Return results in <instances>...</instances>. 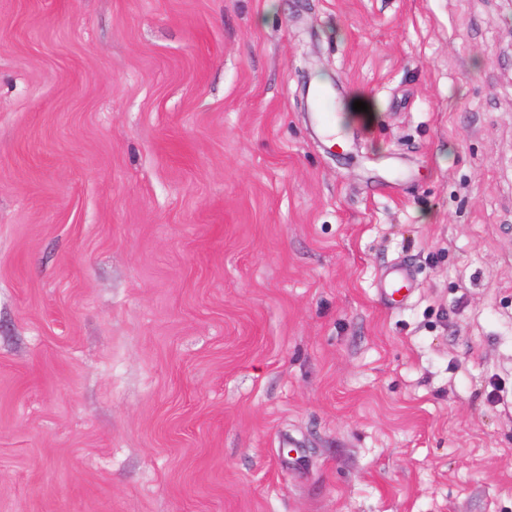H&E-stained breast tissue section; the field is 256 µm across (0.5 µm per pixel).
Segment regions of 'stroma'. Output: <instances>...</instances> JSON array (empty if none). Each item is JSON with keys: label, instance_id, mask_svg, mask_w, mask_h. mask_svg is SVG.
I'll use <instances>...</instances> for the list:
<instances>
[{"label": "stroma", "instance_id": "1", "mask_svg": "<svg viewBox=\"0 0 512 512\" xmlns=\"http://www.w3.org/2000/svg\"><path fill=\"white\" fill-rule=\"evenodd\" d=\"M0 512H512L506 0H0ZM335 98L336 93L333 88L318 87L311 94L313 106L318 114V120L323 125L325 131L338 125L335 113ZM408 281V270L400 265H395L384 275L380 285V292L388 302H402L406 297L404 291L408 289Z\"/></svg>", "mask_w": 512, "mask_h": 512}]
</instances>
